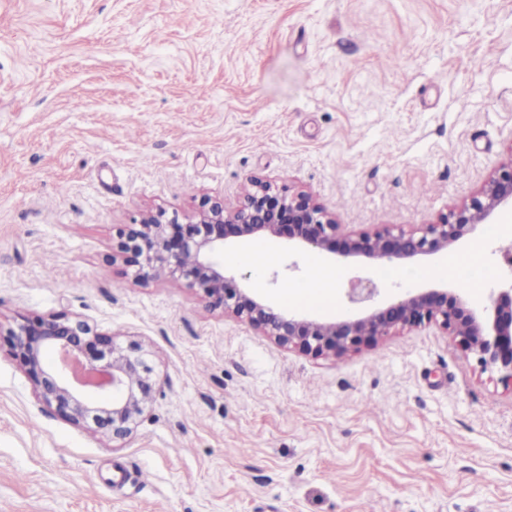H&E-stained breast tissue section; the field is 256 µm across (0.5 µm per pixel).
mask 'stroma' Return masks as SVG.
Returning <instances> with one entry per match:
<instances>
[{
    "mask_svg": "<svg viewBox=\"0 0 512 512\" xmlns=\"http://www.w3.org/2000/svg\"><path fill=\"white\" fill-rule=\"evenodd\" d=\"M512 156V0H0V323L81 315L149 351L136 433L91 435L0 350V512H512V386L429 325L341 358L277 346L112 259L145 211L309 191L345 230L434 221ZM229 272L291 309L318 255ZM483 269L512 213L474 235ZM445 257L341 269L387 289Z\"/></svg>",
    "mask_w": 512,
    "mask_h": 512,
    "instance_id": "stroma-1",
    "label": "stroma"
}]
</instances>
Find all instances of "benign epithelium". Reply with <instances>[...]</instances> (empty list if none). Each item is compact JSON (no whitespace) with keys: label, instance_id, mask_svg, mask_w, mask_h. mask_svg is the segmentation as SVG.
I'll return each instance as SVG.
<instances>
[{"label":"benign epithelium","instance_id":"benign-epithelium-1","mask_svg":"<svg viewBox=\"0 0 512 512\" xmlns=\"http://www.w3.org/2000/svg\"><path fill=\"white\" fill-rule=\"evenodd\" d=\"M508 208L512 157L436 221L409 229L383 224L372 231L345 232L311 194L252 179L230 210L223 200L204 196L184 219L161 207L143 214L119 234L116 254L135 279L177 276L211 308L307 355L340 358L397 330L433 324L473 355L482 370L499 372L502 380L512 382V287L491 290L479 312L462 290L399 291L381 300L373 279H359L346 289L348 310L325 320L275 306L249 287V274L224 269L226 247L261 238H284L291 251L330 252L341 263L403 266L448 253ZM2 336L42 406L91 434L125 439L137 430L156 387L140 345L124 349L112 335L66 312L22 316L8 328L0 327Z\"/></svg>","mask_w":512,"mask_h":512}]
</instances>
